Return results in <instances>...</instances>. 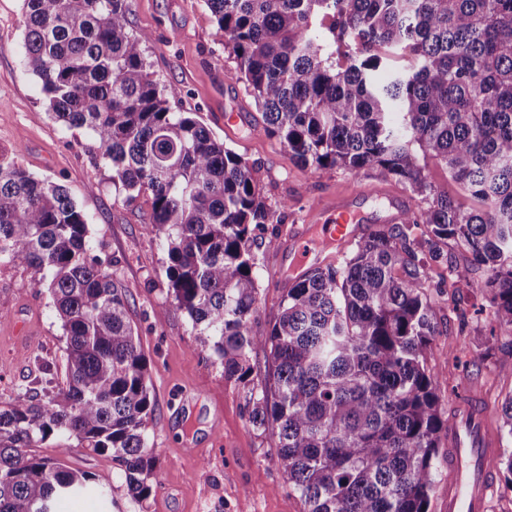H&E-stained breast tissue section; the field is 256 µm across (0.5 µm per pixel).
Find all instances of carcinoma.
I'll return each instance as SVG.
<instances>
[{
  "instance_id": "carcinoma-1",
  "label": "carcinoma",
  "mask_w": 512,
  "mask_h": 512,
  "mask_svg": "<svg viewBox=\"0 0 512 512\" xmlns=\"http://www.w3.org/2000/svg\"><path fill=\"white\" fill-rule=\"evenodd\" d=\"M204 2L267 135L305 166L373 171L421 198L339 265L289 279L262 334L251 245L270 221L265 186L192 113L171 111L179 90L154 79L130 0H23L24 63L50 116L93 132L126 200L151 192L145 230L167 238L168 293L224 377L248 384L250 354L269 351L270 391L250 398L249 422L274 439L305 512H430L453 418L424 365L438 314L465 329L480 291L512 328V0ZM429 159L469 205L428 179ZM87 234L65 186L0 150V262L46 272L66 343L64 386L0 406V512H53L95 481L28 453L53 436L112 452L133 499L152 492L148 360ZM434 264L456 288L446 308L442 288L427 291Z\"/></svg>"
}]
</instances>
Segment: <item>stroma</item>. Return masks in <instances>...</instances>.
I'll return each mask as SVG.
<instances>
[{"label": "stroma", "mask_w": 512, "mask_h": 512, "mask_svg": "<svg viewBox=\"0 0 512 512\" xmlns=\"http://www.w3.org/2000/svg\"><path fill=\"white\" fill-rule=\"evenodd\" d=\"M129 29L147 34L145 56L155 79L180 93L176 112H192L226 147L247 159L266 188L271 224L253 233L260 290L256 333L268 330L288 280L310 268L341 260L337 241L316 210L336 195L360 188H405L370 173L299 164L278 140L262 130L261 114L240 78L236 60L204 0H131ZM22 0H0V149L18 152L34 176L66 186L88 218L92 254L109 262L112 277L129 302V315L149 362L155 410L145 436L157 466L153 489L131 499L111 453L59 440L34 447L40 456H63L87 471L103 491L89 490L57 506L55 512H304L277 463L269 434L248 420L249 400L265 388L263 350L251 354L249 385L226 379L224 367L204 345L190 319L176 310L165 275V236L147 233L152 218L150 192L127 200L112 184V168L92 131L69 129L49 116L37 78L24 64ZM309 239V255L298 261L289 241ZM276 247H268L269 238ZM41 275L0 262V403L24 387L60 386L65 381V341L61 322ZM469 337L441 327L425 352V365L438 381L443 407H453L452 391L465 374L480 387L469 397L485 411L488 431L501 454L512 452V436L501 431L496 409L512 395V332L493 328L490 299H472ZM494 349H487V342Z\"/></svg>", "instance_id": "1"}]
</instances>
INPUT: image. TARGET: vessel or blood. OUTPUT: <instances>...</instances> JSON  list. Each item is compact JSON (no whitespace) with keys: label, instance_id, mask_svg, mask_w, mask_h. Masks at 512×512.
I'll return each mask as SVG.
<instances>
[{"label":"vessel or blood","instance_id":"1","mask_svg":"<svg viewBox=\"0 0 512 512\" xmlns=\"http://www.w3.org/2000/svg\"><path fill=\"white\" fill-rule=\"evenodd\" d=\"M329 216L337 239L349 235L351 225L361 222L355 196H337ZM483 412L461 403L448 430V502L445 512H485L490 478L485 461L493 452Z\"/></svg>","mask_w":512,"mask_h":512}]
</instances>
